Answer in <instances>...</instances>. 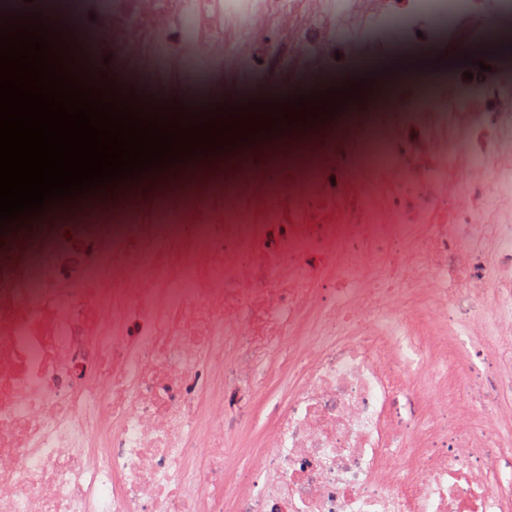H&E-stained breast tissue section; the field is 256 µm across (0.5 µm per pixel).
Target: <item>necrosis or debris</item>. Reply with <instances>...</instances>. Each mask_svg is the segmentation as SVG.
Masks as SVG:
<instances>
[{
  "mask_svg": "<svg viewBox=\"0 0 512 512\" xmlns=\"http://www.w3.org/2000/svg\"><path fill=\"white\" fill-rule=\"evenodd\" d=\"M67 9L72 50L145 99L284 93L386 55L396 20L470 74L397 78L288 148L184 170L161 207L5 227L0 512H512V75L487 49L512 0H0ZM418 320L495 339L491 374L435 353L420 400ZM258 419L240 485L226 451Z\"/></svg>",
  "mask_w": 512,
  "mask_h": 512,
  "instance_id": "necrosis-or-debris-1",
  "label": "necrosis or debris"
}]
</instances>
